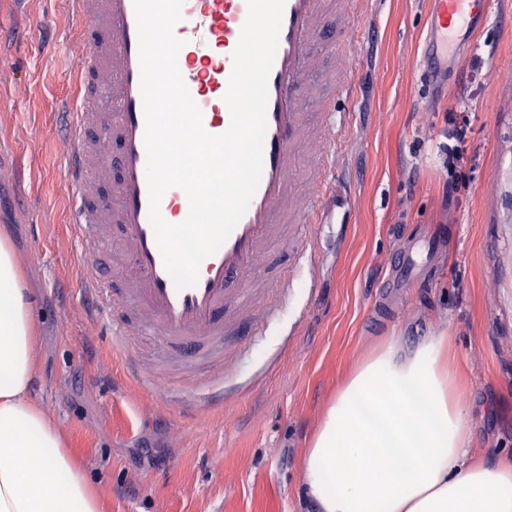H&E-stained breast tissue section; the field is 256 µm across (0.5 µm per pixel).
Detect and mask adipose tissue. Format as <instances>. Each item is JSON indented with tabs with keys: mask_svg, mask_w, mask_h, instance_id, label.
I'll return each mask as SVG.
<instances>
[{
	"mask_svg": "<svg viewBox=\"0 0 512 512\" xmlns=\"http://www.w3.org/2000/svg\"><path fill=\"white\" fill-rule=\"evenodd\" d=\"M37 325L0 238V512H102L62 434L26 393ZM443 339L390 338L350 373L303 458L318 512H512V461L474 462Z\"/></svg>",
	"mask_w": 512,
	"mask_h": 512,
	"instance_id": "ef3b65f1",
	"label": "adipose tissue"
}]
</instances>
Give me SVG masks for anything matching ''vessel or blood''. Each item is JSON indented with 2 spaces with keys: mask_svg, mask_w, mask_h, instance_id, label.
I'll return each instance as SVG.
<instances>
[{
  "mask_svg": "<svg viewBox=\"0 0 512 512\" xmlns=\"http://www.w3.org/2000/svg\"><path fill=\"white\" fill-rule=\"evenodd\" d=\"M325 0H286L278 48L268 79L266 134L259 185L248 209L219 250L205 258L196 283L177 288L165 268L149 218L145 116L141 94L139 41L134 0H70L84 26L87 50L79 71L78 104L71 114L66 180L73 197L69 222L79 242L82 286L104 316L117 356L131 328L155 336L167 365L203 377L181 395L218 392L236 368L227 360L229 336H259L276 312L250 292L232 293L233 277L255 270L275 242L287 241L296 267L319 260L321 230L331 223L343 197L337 189V142L349 124L345 113L321 112L322 137L316 148L323 175L307 196H299L293 174L296 145L307 115L303 91L314 67L311 46L321 33ZM489 0H433L418 65L420 83L442 77L458 63L455 47L473 44L478 17ZM247 0H184L174 34L183 40L177 64L203 125L220 134L230 124L224 101L233 68L232 54L247 19ZM172 224L189 213L185 192L169 188L160 202ZM119 235L129 246L122 271L123 308L112 298V279L94 260L101 244ZM441 246L435 233L415 234L392 260V288L423 283Z\"/></svg>",
  "mask_w": 512,
  "mask_h": 512,
  "instance_id": "b4317fda",
  "label": "vessel or blood"
}]
</instances>
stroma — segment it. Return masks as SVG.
I'll return each instance as SVG.
<instances>
[{
	"mask_svg": "<svg viewBox=\"0 0 512 512\" xmlns=\"http://www.w3.org/2000/svg\"><path fill=\"white\" fill-rule=\"evenodd\" d=\"M430 0H373L346 56L329 44L306 94L350 115L341 230L295 269L272 244L258 275L295 270L287 307L238 356L223 408L177 414L154 403L95 331L68 223L64 129L86 50L68 0H0V237L35 303L37 368L29 398L64 435L103 512H316L302 480L311 436L346 375L388 337L412 348L446 337L474 457H512V0H495L447 79L419 86L415 63ZM359 64L343 98L337 75ZM472 114L470 170L445 202L448 115ZM442 226L429 285L387 297L397 228Z\"/></svg>",
	"mask_w": 512,
	"mask_h": 512,
	"instance_id": "obj_1",
	"label": "stroma"
}]
</instances>
